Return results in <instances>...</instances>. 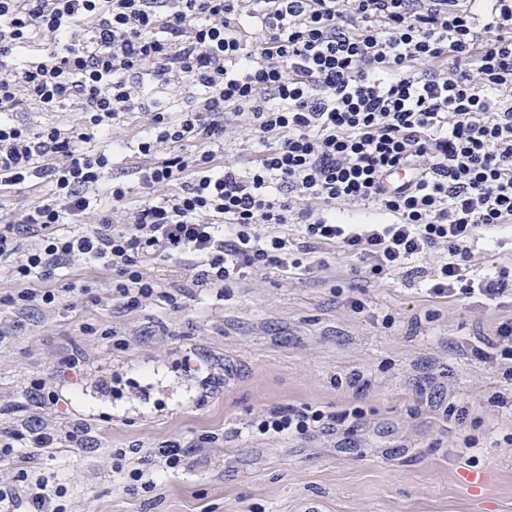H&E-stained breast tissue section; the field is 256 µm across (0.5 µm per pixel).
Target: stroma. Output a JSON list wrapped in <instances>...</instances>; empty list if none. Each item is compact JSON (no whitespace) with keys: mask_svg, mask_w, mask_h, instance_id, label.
Masks as SVG:
<instances>
[{"mask_svg":"<svg viewBox=\"0 0 512 512\" xmlns=\"http://www.w3.org/2000/svg\"><path fill=\"white\" fill-rule=\"evenodd\" d=\"M67 279L78 292L56 307H0V431L57 435L0 460V489L23 469L64 488L65 512H512V360L473 353L504 348L512 302L433 298L422 278L376 280L356 259L256 271L177 309L122 307L102 267L74 263ZM36 379L57 405L29 398ZM288 406L361 415L259 432ZM167 440L190 445L174 468L156 454ZM119 450L152 491L113 473Z\"/></svg>","mask_w":512,"mask_h":512,"instance_id":"stroma-1","label":"stroma"}]
</instances>
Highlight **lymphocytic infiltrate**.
Segmentation results:
<instances>
[{
    "instance_id": "f902f5d3",
    "label": "lymphocytic infiltrate",
    "mask_w": 512,
    "mask_h": 512,
    "mask_svg": "<svg viewBox=\"0 0 512 512\" xmlns=\"http://www.w3.org/2000/svg\"><path fill=\"white\" fill-rule=\"evenodd\" d=\"M35 42L40 54L20 60ZM146 75L202 93L119 138ZM69 102L72 126L12 118ZM233 118L263 145L244 168L224 158ZM126 152L133 187L112 172ZM43 182L50 198L0 220L16 284L0 302L19 315L60 303L51 282L76 261L111 270L124 307H178L145 267L184 256L201 289L311 274L331 254L379 278L411 269L437 297H511L512 268H468L471 243L512 228V0H0V191ZM344 207L381 221L339 223ZM432 253L429 273L419 262ZM345 420L288 408L259 429L299 436ZM27 478L0 490V512L23 498L64 512L44 479L20 491Z\"/></svg>"
}]
</instances>
